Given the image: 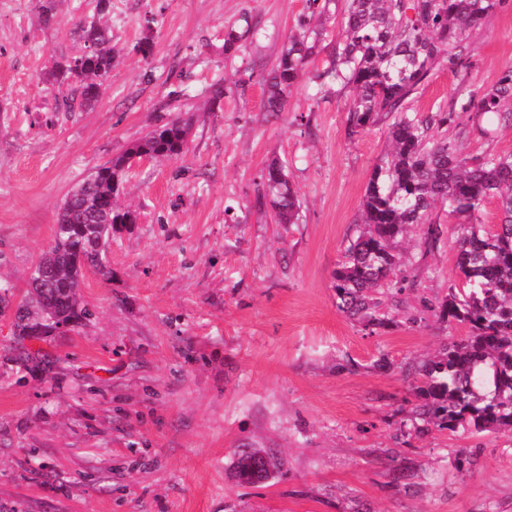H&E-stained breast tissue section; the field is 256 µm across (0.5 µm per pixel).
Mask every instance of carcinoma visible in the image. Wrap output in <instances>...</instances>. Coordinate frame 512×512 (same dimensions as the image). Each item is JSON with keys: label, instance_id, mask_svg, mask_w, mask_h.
<instances>
[{"label": "carcinoma", "instance_id": "obj_1", "mask_svg": "<svg viewBox=\"0 0 512 512\" xmlns=\"http://www.w3.org/2000/svg\"><path fill=\"white\" fill-rule=\"evenodd\" d=\"M334 2L312 0L313 25L289 37L277 64L264 77L267 111H281L291 89L305 76ZM506 2L344 0L334 63L317 74L324 82L350 90L346 112L351 132L388 119L392 143V151L373 169L361 203V230L334 275L337 309L371 334L387 327L390 318L380 312V296L395 303L403 291L391 279L401 264L398 238L422 224L429 251L443 236L433 209L439 206L457 220L461 285L448 288L441 301H423V308L450 326H465L468 334L424 363L413 387L420 400L416 415L451 432L512 430V155L464 152V140L471 133L487 137L491 122L512 121V67L490 86L472 78L473 33ZM81 32L83 47L91 54L77 72L67 60L66 72L74 84L66 102L70 110L92 107L112 70L109 29L93 19ZM440 68L460 78L450 105L426 113L411 110L409 101ZM463 114L472 115V127L460 125ZM187 133L186 122L171 118L99 166L65 198L53 243L36 262L21 295L12 326L20 352L9 361L40 365L42 356L25 349L26 339L49 336L60 323L78 327L89 319L78 297L85 271L91 268L105 280L112 278L108 244L120 227L137 222L135 212L116 205L131 159L173 158L182 153ZM489 199L498 201L502 213L493 230L482 224ZM257 200L269 202L276 223L297 222V194L281 162L267 166ZM15 297L12 285L0 284V315L14 308ZM278 465L267 451L245 447L236 452L238 478L249 486L268 484Z\"/></svg>", "mask_w": 512, "mask_h": 512}]
</instances>
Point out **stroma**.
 Returning <instances> with one entry per match:
<instances>
[{
	"label": "stroma",
	"mask_w": 512,
	"mask_h": 512,
	"mask_svg": "<svg viewBox=\"0 0 512 512\" xmlns=\"http://www.w3.org/2000/svg\"><path fill=\"white\" fill-rule=\"evenodd\" d=\"M0 0V282L24 292L65 197L172 117L183 154L128 170L117 198L136 224L108 247L111 280L87 272L86 325L44 342L45 370L18 379L0 319V512H512V431L413 423L417 369L463 327L422 301L458 283L456 220L400 250L409 288L388 329L336 308L333 274L357 233L388 126L347 130L343 92L324 93L342 13L283 112L264 78L308 0ZM256 29L232 47L228 30ZM101 17L114 60L98 103L63 109L54 70ZM152 17L144 27V17ZM475 78L512 67V7L472 37ZM300 200L295 224L256 199L272 160ZM272 450L269 485L234 476L238 448Z\"/></svg>",
	"instance_id": "stroma-1"
}]
</instances>
